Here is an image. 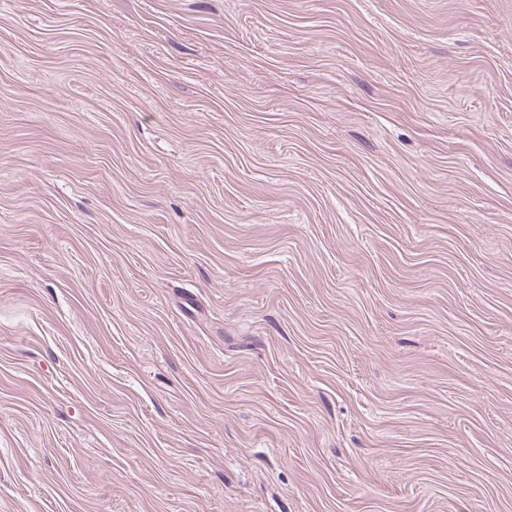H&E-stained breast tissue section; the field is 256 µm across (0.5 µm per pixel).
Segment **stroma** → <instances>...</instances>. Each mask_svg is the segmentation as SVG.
Listing matches in <instances>:
<instances>
[{
  "label": "stroma",
  "instance_id": "stroma-1",
  "mask_svg": "<svg viewBox=\"0 0 512 512\" xmlns=\"http://www.w3.org/2000/svg\"><path fill=\"white\" fill-rule=\"evenodd\" d=\"M0 512H512V0H0Z\"/></svg>",
  "mask_w": 512,
  "mask_h": 512
}]
</instances>
